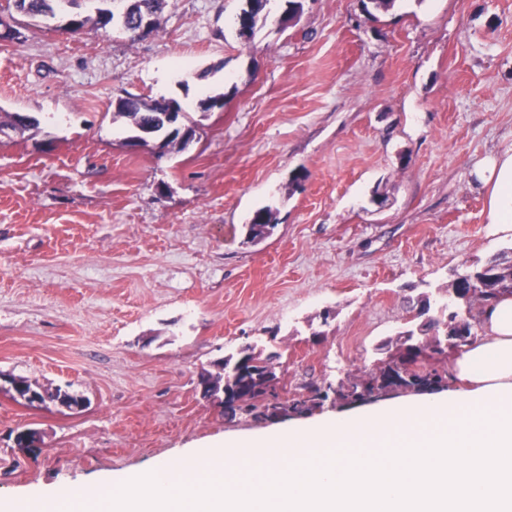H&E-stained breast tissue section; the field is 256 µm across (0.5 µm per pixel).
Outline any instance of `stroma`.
I'll use <instances>...</instances> for the list:
<instances>
[{
    "mask_svg": "<svg viewBox=\"0 0 512 512\" xmlns=\"http://www.w3.org/2000/svg\"><path fill=\"white\" fill-rule=\"evenodd\" d=\"M295 26L240 39L244 0H169L160 32L71 34L16 16L0 41V495L94 483L271 422L225 414L196 380L249 345L283 396L382 357L456 274L512 258L474 171L512 149V0H302ZM178 100L183 150H129L114 102ZM220 94L223 109L201 111ZM277 212L247 240L252 212ZM30 428L27 453L9 439Z\"/></svg>",
    "mask_w": 512,
    "mask_h": 512,
    "instance_id": "35a3bbf8",
    "label": "stroma"
}]
</instances>
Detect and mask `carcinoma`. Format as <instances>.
I'll return each mask as SVG.
<instances>
[{
    "instance_id": "cac0c4a2",
    "label": "carcinoma",
    "mask_w": 512,
    "mask_h": 512,
    "mask_svg": "<svg viewBox=\"0 0 512 512\" xmlns=\"http://www.w3.org/2000/svg\"><path fill=\"white\" fill-rule=\"evenodd\" d=\"M60 0H14V6L33 18L55 15L54 5ZM167 0H126L127 17L124 30L131 39L138 38V20L149 14L154 17L152 30L161 29L160 16ZM164 102L146 101L129 95L118 99L115 114L127 119L128 124L140 131L144 127L157 128V135L165 136L166 130L159 126L160 113ZM276 227V217L268 207L256 210L248 224V240L263 238ZM479 279L488 277L496 284L494 288H469L453 281L452 292L437 308L436 319L422 325L417 334L421 348L429 352V361L420 365L408 357L405 340L398 336L381 344L385 358L371 368L346 373L342 385L334 389L311 385L304 393H297L284 400L279 394V378L274 364V355H266L263 350L249 346L244 349L256 359L260 366L247 373L248 381L237 383L235 387L224 389V412L234 415L238 412L251 414L256 419L268 421L280 416H302L324 406L326 402L344 408L363 396H400L419 394L436 390L446 384L451 374L448 372V355L452 350L445 344V337L465 334L475 336L474 323L482 309L489 303L505 296H512V262L491 258L472 270ZM17 386L27 390L35 389L41 401L55 402L61 398L74 401L77 396L61 389L41 387L23 377L13 378Z\"/></svg>"
}]
</instances>
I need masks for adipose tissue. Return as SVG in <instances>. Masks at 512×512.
<instances>
[{"label": "adipose tissue", "mask_w": 512, "mask_h": 512, "mask_svg": "<svg viewBox=\"0 0 512 512\" xmlns=\"http://www.w3.org/2000/svg\"><path fill=\"white\" fill-rule=\"evenodd\" d=\"M475 175L512 224V150ZM457 388L187 451L91 485H51L0 512H512V297L488 307Z\"/></svg>", "instance_id": "obj_1"}]
</instances>
